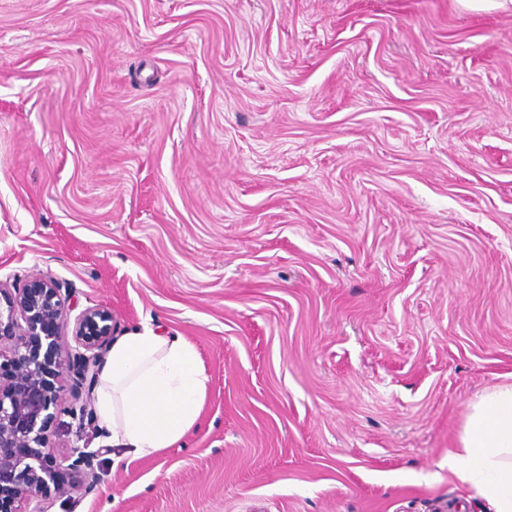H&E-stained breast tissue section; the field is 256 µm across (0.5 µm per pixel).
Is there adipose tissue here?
Here are the masks:
<instances>
[{"label":"adipose tissue","mask_w":512,"mask_h":512,"mask_svg":"<svg viewBox=\"0 0 512 512\" xmlns=\"http://www.w3.org/2000/svg\"><path fill=\"white\" fill-rule=\"evenodd\" d=\"M207 383L195 345L144 323L113 340L98 375L96 415L113 447L151 457L198 427ZM448 469L491 512H512V384L471 405Z\"/></svg>","instance_id":"obj_1"}]
</instances>
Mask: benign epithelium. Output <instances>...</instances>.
<instances>
[{
	"mask_svg": "<svg viewBox=\"0 0 512 512\" xmlns=\"http://www.w3.org/2000/svg\"><path fill=\"white\" fill-rule=\"evenodd\" d=\"M69 292L49 275L0 281V512H46L50 498L95 490V453L57 452L53 423L74 413L112 344V312L71 316Z\"/></svg>",
	"mask_w": 512,
	"mask_h": 512,
	"instance_id": "7a95c632",
	"label": "benign epithelium"
}]
</instances>
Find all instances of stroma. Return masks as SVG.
Masks as SVG:
<instances>
[{"mask_svg": "<svg viewBox=\"0 0 512 512\" xmlns=\"http://www.w3.org/2000/svg\"><path fill=\"white\" fill-rule=\"evenodd\" d=\"M209 377L200 426L48 512H485L448 469L512 383V10L0 0V279Z\"/></svg>", "mask_w": 512, "mask_h": 512, "instance_id": "obj_1", "label": "stroma"}]
</instances>
